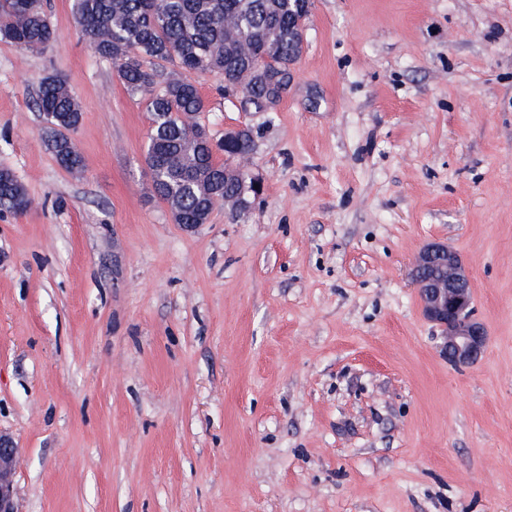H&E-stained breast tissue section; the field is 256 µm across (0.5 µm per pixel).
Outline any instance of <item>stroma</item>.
I'll return each instance as SVG.
<instances>
[{
	"instance_id": "1",
	"label": "stroma",
	"mask_w": 512,
	"mask_h": 512,
	"mask_svg": "<svg viewBox=\"0 0 512 512\" xmlns=\"http://www.w3.org/2000/svg\"><path fill=\"white\" fill-rule=\"evenodd\" d=\"M61 33L0 41V434L17 512H512V0H311L276 111L200 77L215 138L247 124L264 193L175 224L150 121ZM76 93L81 170L33 100ZM441 241L487 346L448 364L410 284ZM29 204L23 184L9 169H0V212L22 214Z\"/></svg>"
}]
</instances>
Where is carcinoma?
<instances>
[{
  "label": "carcinoma",
  "mask_w": 512,
  "mask_h": 512,
  "mask_svg": "<svg viewBox=\"0 0 512 512\" xmlns=\"http://www.w3.org/2000/svg\"><path fill=\"white\" fill-rule=\"evenodd\" d=\"M294 0H73L76 25L112 64L126 89L146 100L150 132L145 152L154 193L176 224H206L234 199L237 182L224 166L251 152L249 140L230 147L206 126L187 130L185 118L207 111L196 78L217 72L224 92L242 93L254 111L275 97L288 77V58L302 47L288 34ZM59 38L46 0H0V39L42 52ZM173 71H167V66ZM34 104L50 126L47 145L67 169L82 167L71 134L82 109L67 82L43 78ZM226 154L224 162L218 153ZM30 204L23 184L0 169V212L21 214Z\"/></svg>",
  "instance_id": "cac0c4a2"
}]
</instances>
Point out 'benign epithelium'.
<instances>
[{
	"instance_id": "7a95c632",
	"label": "benign epithelium",
	"mask_w": 512,
	"mask_h": 512,
	"mask_svg": "<svg viewBox=\"0 0 512 512\" xmlns=\"http://www.w3.org/2000/svg\"><path fill=\"white\" fill-rule=\"evenodd\" d=\"M240 210L252 208L264 185L252 173L241 178ZM412 276L424 317L443 331L440 351L459 367L478 361L487 342L484 324L475 316L470 279L459 254L440 242L425 245L416 255ZM18 454L10 439L0 436V512H16L14 463Z\"/></svg>"
}]
</instances>
